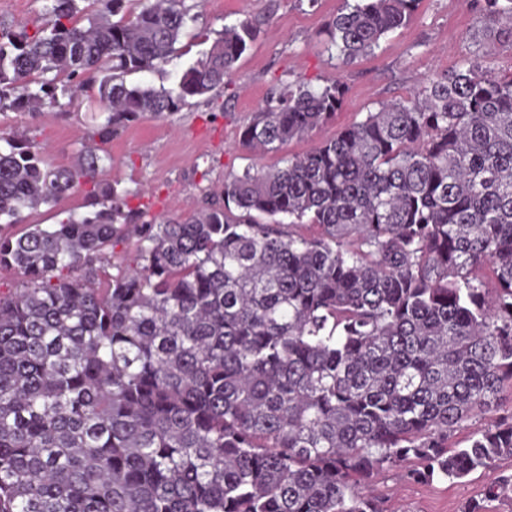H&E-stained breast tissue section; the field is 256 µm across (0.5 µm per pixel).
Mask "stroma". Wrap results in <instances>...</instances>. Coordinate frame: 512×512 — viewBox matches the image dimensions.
Instances as JSON below:
<instances>
[{
    "label": "stroma",
    "instance_id": "stroma-1",
    "mask_svg": "<svg viewBox=\"0 0 512 512\" xmlns=\"http://www.w3.org/2000/svg\"><path fill=\"white\" fill-rule=\"evenodd\" d=\"M198 18L179 54L162 71L133 73L130 84H170L206 49L224 26L250 20L257 36L236 63L231 79L210 101L184 108L171 121L144 118L130 124L107 146L109 160L98 170L100 181H119L132 190L128 204L153 216H175L201 204L204 195L224 178L249 166L268 169L280 156L301 154L333 139L381 103L407 97L435 73L451 69L464 58L480 55L492 72L512 69V43L477 40L474 0H421L406 27L381 41L374 54L343 65L328 49V27L343 0H186ZM340 80L345 104L330 121L281 154H250L239 145V131L256 115L271 90L306 82L322 86ZM94 121L88 98L65 111L47 110L31 116L0 115V130L31 128L57 166L70 165L91 133ZM145 195H136L138 187ZM90 209L85 191H76L57 205L24 210L14 233L29 224H55L70 212ZM512 475V457L492 468L454 480L417 482L387 469L374 476L367 493L379 498L385 512H461L469 502H482L484 512H512V501L489 499L486 487L499 476Z\"/></svg>",
    "mask_w": 512,
    "mask_h": 512
}]
</instances>
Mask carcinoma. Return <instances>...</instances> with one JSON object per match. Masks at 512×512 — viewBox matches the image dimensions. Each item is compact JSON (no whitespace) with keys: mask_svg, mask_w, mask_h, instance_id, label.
<instances>
[{"mask_svg":"<svg viewBox=\"0 0 512 512\" xmlns=\"http://www.w3.org/2000/svg\"><path fill=\"white\" fill-rule=\"evenodd\" d=\"M420 2L354 0L336 57L373 54ZM192 9L43 0L31 34L0 19V114L95 89L102 145L176 116L257 33L226 26L170 86L127 84L173 60ZM476 24L512 42V0H476ZM345 95L272 92L239 145L276 153ZM100 160L57 167L0 133V270L20 278L0 290V512H383L361 483L384 469L460 479L512 456V71L470 57L187 216L129 207ZM87 184L95 210L5 232Z\"/></svg>","mask_w":512,"mask_h":512,"instance_id":"1","label":"carcinoma"}]
</instances>
